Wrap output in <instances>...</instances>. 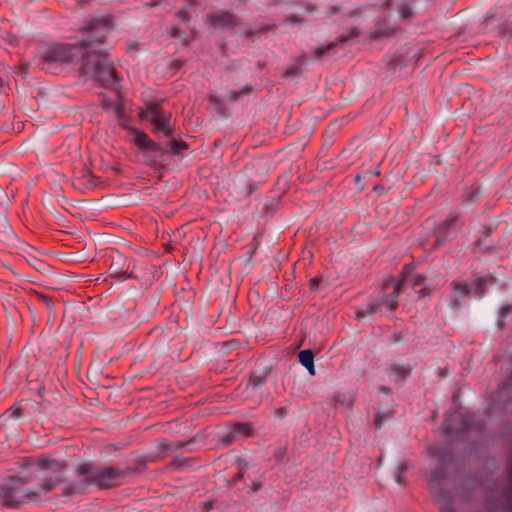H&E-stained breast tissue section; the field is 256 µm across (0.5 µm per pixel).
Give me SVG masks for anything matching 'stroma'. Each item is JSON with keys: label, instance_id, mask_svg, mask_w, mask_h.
<instances>
[{"label": "stroma", "instance_id": "1", "mask_svg": "<svg viewBox=\"0 0 512 512\" xmlns=\"http://www.w3.org/2000/svg\"><path fill=\"white\" fill-rule=\"evenodd\" d=\"M444 8L0 0V485L44 490L0 512H387L419 484L434 400L512 332L448 309L512 273V0ZM86 484L92 489L112 486V468L94 459L87 458L83 467Z\"/></svg>", "mask_w": 512, "mask_h": 512}]
</instances>
